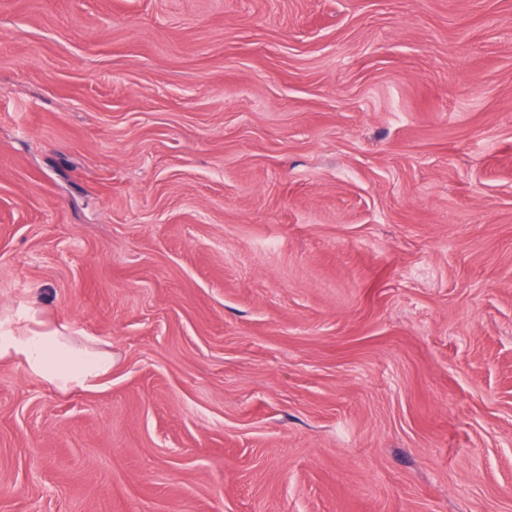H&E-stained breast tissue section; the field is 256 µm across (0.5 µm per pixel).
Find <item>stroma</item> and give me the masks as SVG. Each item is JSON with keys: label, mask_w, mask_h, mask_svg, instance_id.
<instances>
[{"label": "stroma", "mask_w": 512, "mask_h": 512, "mask_svg": "<svg viewBox=\"0 0 512 512\" xmlns=\"http://www.w3.org/2000/svg\"><path fill=\"white\" fill-rule=\"evenodd\" d=\"M0 512H512V0H0ZM88 340L75 345L61 329H48L31 307L0 321V361H16L62 391L96 390L112 370V355Z\"/></svg>", "instance_id": "obj_1"}]
</instances>
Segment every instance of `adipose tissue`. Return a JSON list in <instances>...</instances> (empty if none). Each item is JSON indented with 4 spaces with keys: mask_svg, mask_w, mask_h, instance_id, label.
I'll return each mask as SVG.
<instances>
[{
    "mask_svg": "<svg viewBox=\"0 0 512 512\" xmlns=\"http://www.w3.org/2000/svg\"><path fill=\"white\" fill-rule=\"evenodd\" d=\"M16 361L56 388L96 390L112 369V356L94 342L75 345L60 329L45 328L33 308L23 307L0 321V361Z\"/></svg>",
    "mask_w": 512,
    "mask_h": 512,
    "instance_id": "ef3b65f1",
    "label": "adipose tissue"
}]
</instances>
